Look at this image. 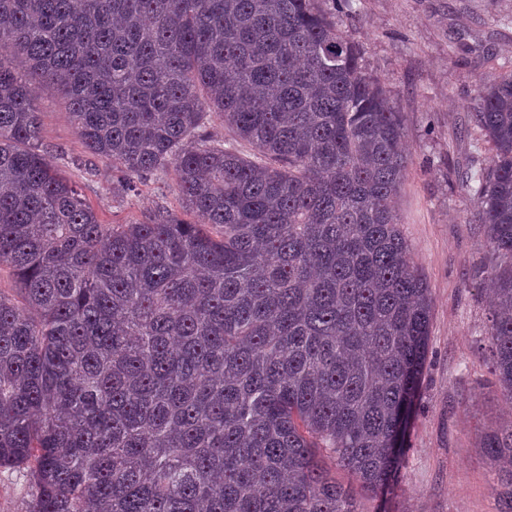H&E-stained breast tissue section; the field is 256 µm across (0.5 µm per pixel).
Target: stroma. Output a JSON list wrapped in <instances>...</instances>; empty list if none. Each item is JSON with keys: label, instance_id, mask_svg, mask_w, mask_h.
<instances>
[{"label": "stroma", "instance_id": "1", "mask_svg": "<svg viewBox=\"0 0 512 512\" xmlns=\"http://www.w3.org/2000/svg\"><path fill=\"white\" fill-rule=\"evenodd\" d=\"M344 36L365 71L402 115L409 166L397 199L401 229L432 294L429 356L406 435L399 477L364 512H498L486 431L512 421L499 395L486 336L490 294L482 274L489 249L479 209L463 181L494 153L471 115L493 61L512 60V0H349ZM41 148L75 184L101 223L128 224L162 205L180 212L173 173L142 180L123 195L111 162L84 163L81 139L56 85L39 90ZM27 470L0 468V512H26Z\"/></svg>", "mask_w": 512, "mask_h": 512}]
</instances>
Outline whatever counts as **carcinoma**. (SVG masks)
I'll list each match as a JSON object with an SVG mask.
<instances>
[{
	"instance_id": "cac0c4a2",
	"label": "carcinoma",
	"mask_w": 512,
	"mask_h": 512,
	"mask_svg": "<svg viewBox=\"0 0 512 512\" xmlns=\"http://www.w3.org/2000/svg\"><path fill=\"white\" fill-rule=\"evenodd\" d=\"M0 0V467L27 512H361L393 484L431 289L393 200L401 112L340 30L348 0ZM44 83L127 194L102 224L39 151ZM487 343L512 399V69L478 88ZM253 156L207 132L209 111ZM512 512V424L486 437ZM32 494L26 469L0 468V512H25Z\"/></svg>"
}]
</instances>
